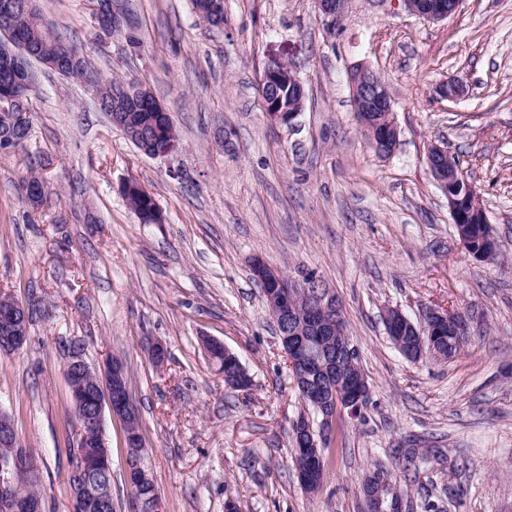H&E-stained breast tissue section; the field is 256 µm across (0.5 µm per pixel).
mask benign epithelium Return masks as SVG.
Here are the masks:
<instances>
[{
  "mask_svg": "<svg viewBox=\"0 0 512 512\" xmlns=\"http://www.w3.org/2000/svg\"><path fill=\"white\" fill-rule=\"evenodd\" d=\"M407 9L428 21H442L455 13L463 0H404ZM318 10L330 21L336 22L344 13L346 0H317ZM97 21L107 26L116 24L112 14L111 0H96ZM35 58L9 45L0 46V64L25 77L24 85L35 88L36 78L32 63ZM68 79L83 85L93 96H98L104 88L101 77L90 78L78 75L73 70L64 72ZM262 99L270 121L275 124H291L303 111L305 89L298 77L297 67L291 63L279 64L265 69L260 78ZM289 85L296 97L285 105L277 99L267 96V91L280 85ZM350 84L354 112L359 124L371 145L381 141L385 151L381 155H391L399 140L398 127L392 119L393 105L388 86L383 77L368 67L362 66L351 73ZM466 87L458 80H448L439 84L438 93L449 100L464 95ZM154 125L157 135L165 141L164 149L154 152L149 142H144L142 153L152 158H164L178 149V136L171 120L162 107H156ZM433 155L427 158L429 170L441 189H446L448 177L444 169L441 154L444 148L432 146ZM448 209L452 222L459 226V242L473 258L482 260L496 249V241L488 236L481 251L470 249L467 236V220L470 212L465 210L463 200L457 195H448ZM252 274L269 289L270 312L275 320L284 324L280 334L281 345L288 356V366L292 373L294 386L301 391H312V402L321 416L319 429L301 416L292 424V433L303 440L304 463L297 465L302 486L315 490L322 484L323 475L318 468L320 448L325 446L326 436L336 424V418L343 412L355 417L360 413L369 396L366 377L346 363L355 350L350 338L336 344V361L325 362L315 350L314 339L333 336L331 321L339 318L336 299L321 288L317 279L308 277L296 283L271 268L260 259L251 263ZM387 331L396 335V331L409 330L412 321L397 308L385 313ZM470 326L468 318L457 312L431 308L417 324L418 336L434 339L444 334V329L452 326ZM29 332L28 306L14 300L10 295H0V350H18L26 343ZM66 380L72 390L73 401L79 411L80 428H96L104 433L106 414L123 420H130L135 414L130 390L126 379V370L116 358H106L100 365L91 364L76 355L65 366ZM77 451L79 469L92 472L108 469L110 463L103 448L105 437L87 444L80 442ZM0 448L13 449L18 455L21 448L16 428L9 415L0 410ZM71 500L78 503L81 512H93L100 508L103 501L99 489L91 484L76 483L72 486ZM0 512H44L43 502L23 494L10 479L0 477Z\"/></svg>",
  "mask_w": 512,
  "mask_h": 512,
  "instance_id": "1",
  "label": "benign epithelium"
}]
</instances>
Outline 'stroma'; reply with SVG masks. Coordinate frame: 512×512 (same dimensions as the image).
<instances>
[{"instance_id":"stroma-1","label":"stroma","mask_w":512,"mask_h":512,"mask_svg":"<svg viewBox=\"0 0 512 512\" xmlns=\"http://www.w3.org/2000/svg\"><path fill=\"white\" fill-rule=\"evenodd\" d=\"M103 75L147 84L179 147L140 153L79 84L37 67L32 136L0 155V290L36 313L26 344L0 352V410L41 471L45 512H71L77 431L65 345L123 360L144 437L141 461L161 512H364L361 476L401 470L409 512H512V0H463L430 22L403 0H350L337 23L314 0H224L211 28L191 0H112L99 34L92 0H36ZM293 61L306 91L294 125L266 115L263 69ZM389 86L399 143L378 156L354 112L358 66ZM466 86L448 100L437 85ZM457 154L499 254L457 242L448 197L426 165ZM46 184L31 204L30 174ZM142 185L162 212L141 223L122 194ZM317 277L335 295L370 387L362 419L338 418L320 488L292 463L291 425L307 405L250 262ZM395 307L469 317L452 360L406 359L386 334ZM220 341L252 379L225 386L202 345ZM167 361L155 367L152 343ZM112 504L138 512L126 481L124 425L106 418Z\"/></svg>"}]
</instances>
